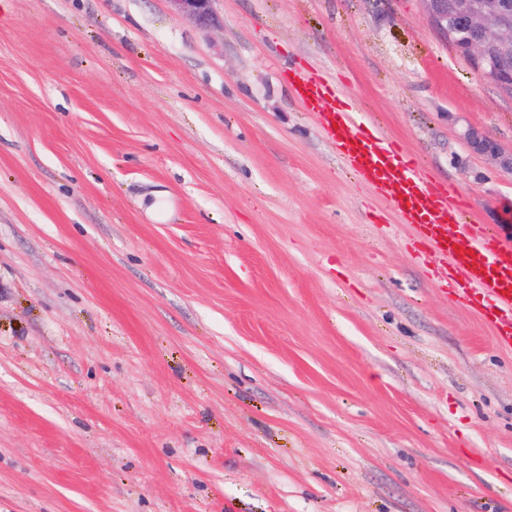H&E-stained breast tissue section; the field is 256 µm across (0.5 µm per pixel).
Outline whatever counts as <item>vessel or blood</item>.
Masks as SVG:
<instances>
[{
  "mask_svg": "<svg viewBox=\"0 0 512 512\" xmlns=\"http://www.w3.org/2000/svg\"><path fill=\"white\" fill-rule=\"evenodd\" d=\"M290 85L358 180L379 189L405 223L418 227L426 249L447 257L449 294L467 306L486 303L497 342L512 351V247L484 225L462 222L454 187L434 185L402 145L367 126L330 81L297 69Z\"/></svg>",
  "mask_w": 512,
  "mask_h": 512,
  "instance_id": "vessel-or-blood-1",
  "label": "vessel or blood"
}]
</instances>
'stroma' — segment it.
<instances>
[{
    "label": "stroma",
    "mask_w": 512,
    "mask_h": 512,
    "mask_svg": "<svg viewBox=\"0 0 512 512\" xmlns=\"http://www.w3.org/2000/svg\"><path fill=\"white\" fill-rule=\"evenodd\" d=\"M211 12L0 10V512H512V354L288 71L510 244L512 96L422 0ZM468 150L492 160L496 166L507 173H512V149L506 150L483 131L468 126L462 133Z\"/></svg>",
    "instance_id": "1"
}]
</instances>
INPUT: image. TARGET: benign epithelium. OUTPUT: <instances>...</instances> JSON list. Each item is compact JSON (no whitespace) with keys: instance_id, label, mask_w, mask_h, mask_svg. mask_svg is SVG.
<instances>
[{"instance_id":"1","label":"benign epithelium","mask_w":512,"mask_h":512,"mask_svg":"<svg viewBox=\"0 0 512 512\" xmlns=\"http://www.w3.org/2000/svg\"><path fill=\"white\" fill-rule=\"evenodd\" d=\"M174 7L206 24L212 0H169ZM430 23L445 37L456 39L459 53L476 71L512 94V0H424ZM462 138L468 150L512 173V149L506 150L483 131L467 127Z\"/></svg>"}]
</instances>
